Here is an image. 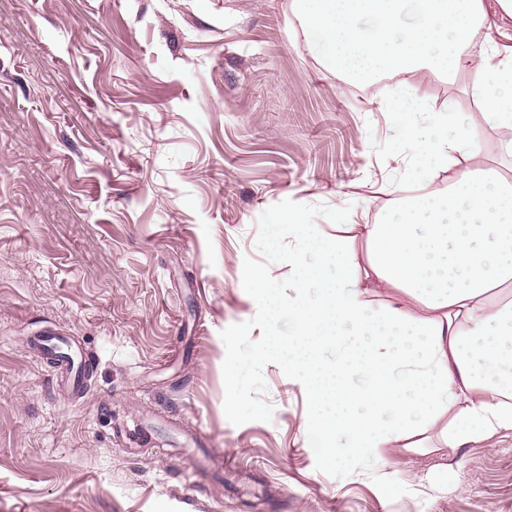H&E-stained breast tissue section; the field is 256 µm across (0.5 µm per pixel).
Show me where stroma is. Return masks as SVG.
Here are the masks:
<instances>
[{"instance_id":"obj_1","label":"stroma","mask_w":512,"mask_h":512,"mask_svg":"<svg viewBox=\"0 0 512 512\" xmlns=\"http://www.w3.org/2000/svg\"><path fill=\"white\" fill-rule=\"evenodd\" d=\"M470 84L419 94L512 172ZM403 95L329 70L295 0H0V512H512L511 433L328 462L283 350L288 226L387 208ZM37 340L41 352L54 361L62 380L78 391L82 386V371L86 367L83 355H76L70 341L64 336L49 334L37 336Z\"/></svg>"}]
</instances>
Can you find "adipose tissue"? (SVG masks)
<instances>
[{"label":"adipose tissue","mask_w":512,"mask_h":512,"mask_svg":"<svg viewBox=\"0 0 512 512\" xmlns=\"http://www.w3.org/2000/svg\"><path fill=\"white\" fill-rule=\"evenodd\" d=\"M325 65L348 80L391 72L416 92L424 75L474 74L480 119L512 156V52L490 35L483 0H296ZM415 22L403 24L407 11ZM375 21L372 32L359 25ZM401 167L415 186L372 224H343L320 253H289L295 271L288 366L306 381L312 430L360 455L411 438L465 448L512 432V181L482 160L453 113L395 107ZM471 168L429 190L457 156ZM392 290L374 308V289Z\"/></svg>","instance_id":"obj_1"}]
</instances>
